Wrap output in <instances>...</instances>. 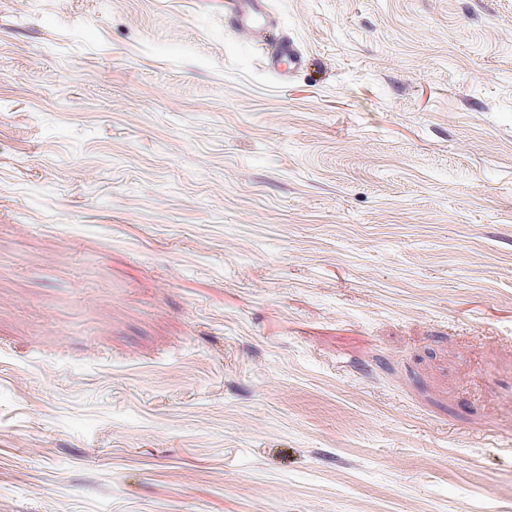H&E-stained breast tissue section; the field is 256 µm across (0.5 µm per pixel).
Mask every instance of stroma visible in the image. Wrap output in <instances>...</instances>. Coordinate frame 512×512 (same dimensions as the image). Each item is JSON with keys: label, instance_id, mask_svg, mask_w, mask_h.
I'll return each mask as SVG.
<instances>
[{"label": "stroma", "instance_id": "35a3bbf8", "mask_svg": "<svg viewBox=\"0 0 512 512\" xmlns=\"http://www.w3.org/2000/svg\"><path fill=\"white\" fill-rule=\"evenodd\" d=\"M265 6L0 0V512H512V0ZM262 4L260 0H225L224 20L231 28H253L263 19Z\"/></svg>", "mask_w": 512, "mask_h": 512}]
</instances>
